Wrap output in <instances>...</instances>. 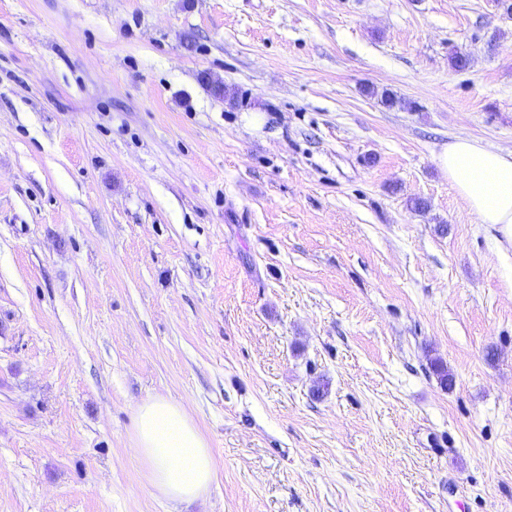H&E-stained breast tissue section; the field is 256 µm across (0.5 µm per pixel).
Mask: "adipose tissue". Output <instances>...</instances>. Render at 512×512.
Wrapping results in <instances>:
<instances>
[{"label":"adipose tissue","mask_w":512,"mask_h":512,"mask_svg":"<svg viewBox=\"0 0 512 512\" xmlns=\"http://www.w3.org/2000/svg\"><path fill=\"white\" fill-rule=\"evenodd\" d=\"M456 193L480 223L499 225L512 241V150L457 137L438 156ZM134 452L153 492L170 502L205 495L216 479L207 440L183 404L155 396L137 409Z\"/></svg>","instance_id":"adipose-tissue-1"}]
</instances>
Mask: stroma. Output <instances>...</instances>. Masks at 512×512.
<instances>
[{"mask_svg":"<svg viewBox=\"0 0 512 512\" xmlns=\"http://www.w3.org/2000/svg\"><path fill=\"white\" fill-rule=\"evenodd\" d=\"M457 136L512 149V0H0V512H512V244ZM157 395L190 503L134 455ZM134 447L147 484L168 502L193 501L216 479L207 440L183 404L165 396H154L138 407Z\"/></svg>","mask_w":512,"mask_h":512,"instance_id":"obj_1","label":"stroma"}]
</instances>
